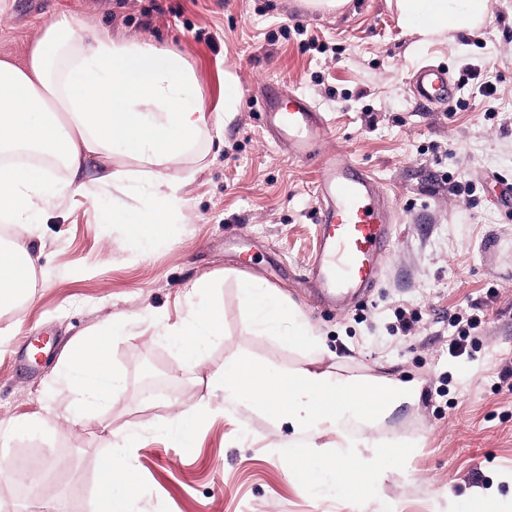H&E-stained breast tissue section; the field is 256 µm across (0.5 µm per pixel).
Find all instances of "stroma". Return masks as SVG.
Returning a JSON list of instances; mask_svg holds the SVG:
<instances>
[{"mask_svg": "<svg viewBox=\"0 0 512 512\" xmlns=\"http://www.w3.org/2000/svg\"><path fill=\"white\" fill-rule=\"evenodd\" d=\"M488 6L473 35L427 40L400 22L392 0H350L339 14L304 0H0V56L22 58L47 22L73 16L176 48L211 117L203 161L165 172L184 207L147 254L109 216L119 201L148 218L150 168L140 161L122 162L127 193L102 186L41 215L32 297L0 312V420L39 425L0 437V464L56 469L79 484L69 512H101L108 438L128 434L137 512H512V0ZM428 64L447 69L455 86L432 108L410 91L412 73ZM470 68L478 79L467 80ZM228 72L233 112L224 109ZM484 82L494 97L483 96ZM291 88L326 115L327 150L374 172L391 201L396 230L378 285L343 311L324 309L304 283L318 164L295 160L263 126V97ZM243 242L256 255L247 267ZM203 277L224 308V338L181 372L150 314L180 323ZM246 279L283 296L311 343L258 328L240 300ZM402 313L418 318L411 334L398 327ZM111 316L124 324L110 345L122 380L111 404L84 427L46 414L73 340ZM457 317L477 322L471 353L448 349ZM236 355L275 376L312 368L414 381L419 397L369 427H293L213 387ZM179 409L195 413L190 449L165 435ZM310 443L326 462L360 460L370 494L351 502L334 489L300 490L288 450Z\"/></svg>", "mask_w": 512, "mask_h": 512, "instance_id": "1", "label": "stroma"}]
</instances>
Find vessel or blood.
I'll return each mask as SVG.
<instances>
[{
	"label": "vessel or blood",
	"mask_w": 512,
	"mask_h": 512,
	"mask_svg": "<svg viewBox=\"0 0 512 512\" xmlns=\"http://www.w3.org/2000/svg\"><path fill=\"white\" fill-rule=\"evenodd\" d=\"M454 90L446 70L435 65L418 69L413 78L414 95L425 105L450 100ZM262 110L271 136L286 142L295 159L320 162L319 248L307 268L308 279L329 301L350 293L365 295L378 283L393 237L376 177L336 154L321 153L329 123L303 95L265 97Z\"/></svg>",
	"instance_id": "b4317fda"
}]
</instances>
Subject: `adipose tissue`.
Listing matches in <instances>:
<instances>
[{
	"label": "adipose tissue",
	"instance_id": "adipose-tissue-1",
	"mask_svg": "<svg viewBox=\"0 0 512 512\" xmlns=\"http://www.w3.org/2000/svg\"><path fill=\"white\" fill-rule=\"evenodd\" d=\"M399 19L424 38L448 30L474 31L488 16L487 0H398ZM193 72L182 55L145 40L103 35L79 20L63 16L46 25L24 60L0 57V214L17 224H31L46 208L70 196H85L92 183L124 188L128 175L115 159L134 158L152 165L148 182L151 216L139 219L125 206L112 210V221L126 225L141 250L164 234L183 206L163 171L191 154L207 126L203 102L189 95ZM47 156L36 165L18 150ZM98 176L88 179L89 166ZM68 178L55 183L51 174ZM39 255L21 242L0 244V309L29 298V280ZM208 279L197 280L179 326L160 324L158 335L173 349L184 369L199 366L203 352L224 335V312L210 297ZM240 293L259 325L286 331L289 340H306L297 313L276 292L243 281ZM120 325L105 322L101 333L80 338L58 383L67 395L62 419L73 426L93 420L120 386L112 369L109 342ZM220 386L226 399L257 407L296 425L326 418L345 424L367 423L415 401L413 382L371 379L348 383L326 373L301 368L269 380L246 359L224 364ZM301 489L328 480L352 501L370 487L357 479L352 459L327 467L313 452L293 451ZM103 512H135L137 483L122 437L103 461L97 480Z\"/></svg>",
	"mask_w": 512,
	"mask_h": 512
}]
</instances>
